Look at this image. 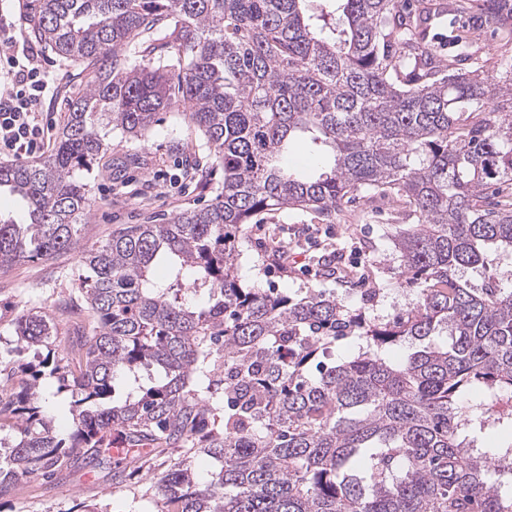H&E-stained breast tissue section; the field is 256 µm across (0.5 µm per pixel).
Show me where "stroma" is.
Listing matches in <instances>:
<instances>
[{
    "mask_svg": "<svg viewBox=\"0 0 512 512\" xmlns=\"http://www.w3.org/2000/svg\"><path fill=\"white\" fill-rule=\"evenodd\" d=\"M469 38L465 69L483 70L496 79L512 59V36L459 18ZM41 62L51 70L57 90L40 106L43 120L60 127L71 95L85 82L82 64L41 47ZM93 206L80 229L81 248L105 242L132 224H162L209 204L224 184V170L204 146L202 133L179 112H163L151 132L141 138L112 135L108 150L87 175ZM405 207L385 199L359 195L351 207L327 218L302 209L264 211L244 225L238 240V274L243 285L288 293L299 299L317 289L344 305L362 308L366 316L388 321L413 299L415 286L395 278L399 264L391 237L408 223ZM303 253L305 264L280 271L269 258L274 247ZM332 260L334 275L322 272L319 257ZM79 250L44 261L20 262L0 270V336L12 335V323L23 308L54 314L59 335H72L76 316L58 307L79 301ZM141 495L135 482L114 483L100 473L78 470L51 486L31 482L23 503L0 502V512H79L98 505L108 512H130Z\"/></svg>",
    "mask_w": 512,
    "mask_h": 512,
    "instance_id": "obj_1",
    "label": "stroma"
}]
</instances>
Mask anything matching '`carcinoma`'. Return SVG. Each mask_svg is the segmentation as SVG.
I'll return each instance as SVG.
<instances>
[{"label": "carcinoma", "instance_id": "1", "mask_svg": "<svg viewBox=\"0 0 512 512\" xmlns=\"http://www.w3.org/2000/svg\"><path fill=\"white\" fill-rule=\"evenodd\" d=\"M424 0H25L32 34L88 71L51 154L0 163V270L78 245L92 207L82 173L118 130L137 137L186 109L224 168L208 206L133 224L82 251L85 323L53 336L22 311L0 355V501L24 480L59 483L77 461L112 479L150 475V512H512V415L466 404L512 395V286L489 275L512 254V64L503 84L457 70L428 41ZM512 33V0H473ZM163 40L170 55H152ZM297 138L321 165H283ZM393 193L418 223L392 235L397 275L419 285L393 320L321 291L300 300L248 288L235 242L265 210L332 213L362 192ZM207 296L204 307L185 295ZM448 336L443 344L434 337ZM353 352L336 359V343ZM409 343L393 361L387 349ZM34 346L29 360L25 354ZM69 394L74 426L43 410L39 378ZM117 435L139 452L111 461ZM212 459L201 477L193 458Z\"/></svg>", "mask_w": 512, "mask_h": 512}]
</instances>
